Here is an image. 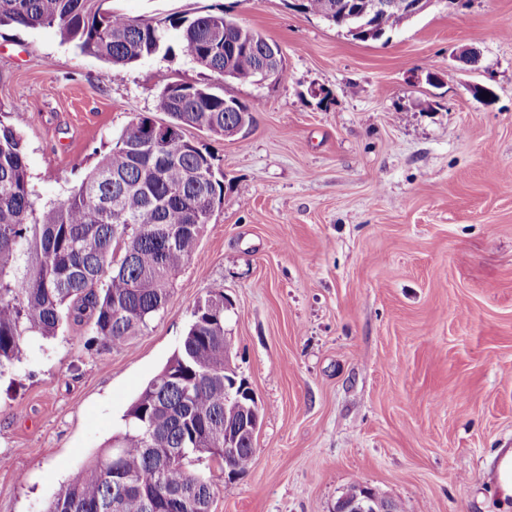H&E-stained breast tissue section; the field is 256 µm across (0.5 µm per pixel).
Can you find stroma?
I'll return each instance as SVG.
<instances>
[{
	"label": "stroma",
	"instance_id": "1",
	"mask_svg": "<svg viewBox=\"0 0 512 512\" xmlns=\"http://www.w3.org/2000/svg\"><path fill=\"white\" fill-rule=\"evenodd\" d=\"M112 5L225 10L279 45L284 73L254 86L178 54L114 65L56 28L0 26V122L24 139L37 208L133 118L166 121L167 81L210 83L254 116L233 137L187 129L224 199L148 327L96 356L66 321L0 370V512H45L92 463L216 283L264 416L243 474L199 465L212 512H332L354 483L406 512H489L512 448V0H437L365 42L295 0Z\"/></svg>",
	"mask_w": 512,
	"mask_h": 512
}]
</instances>
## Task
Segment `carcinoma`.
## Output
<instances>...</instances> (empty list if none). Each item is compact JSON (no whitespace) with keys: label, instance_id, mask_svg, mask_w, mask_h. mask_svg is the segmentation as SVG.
Masks as SVG:
<instances>
[{"label":"carcinoma","instance_id":"carcinoma-1","mask_svg":"<svg viewBox=\"0 0 512 512\" xmlns=\"http://www.w3.org/2000/svg\"><path fill=\"white\" fill-rule=\"evenodd\" d=\"M112 0H0V26H55L63 41L114 65L174 52L209 72L254 85L266 38L224 29V10L134 19ZM343 0H301L300 11L336 28ZM371 18L360 41L408 19V0ZM167 133L132 120L67 199L37 212L25 143L0 123V368L56 336L65 319L91 327L96 352L125 344L168 303L173 279L199 255L200 239L224 197L214 157L186 138L253 123L248 106L206 84L170 81L157 96ZM243 388L224 357V286L199 303L182 341L125 414L124 430L87 469L71 475L46 512H209L213 489L194 469L208 457L231 473L250 465L243 438L224 460V426L236 423L226 393Z\"/></svg>","mask_w":512,"mask_h":512}]
</instances>
